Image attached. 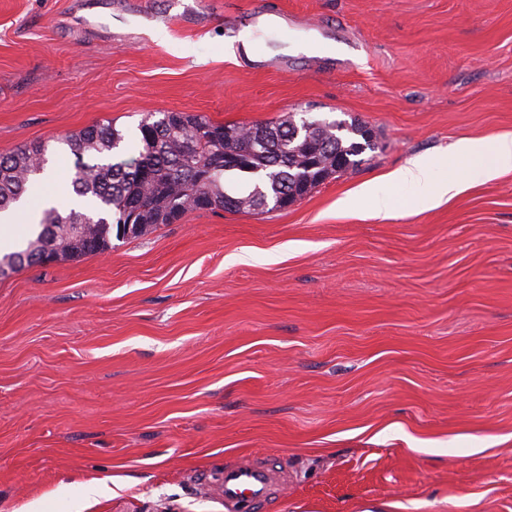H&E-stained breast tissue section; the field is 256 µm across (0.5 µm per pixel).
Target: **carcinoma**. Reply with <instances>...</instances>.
Here are the masks:
<instances>
[{"label":"carcinoma","instance_id":"1","mask_svg":"<svg viewBox=\"0 0 512 512\" xmlns=\"http://www.w3.org/2000/svg\"><path fill=\"white\" fill-rule=\"evenodd\" d=\"M138 151L118 158L124 135L97 124L69 135L75 157L70 179L76 203L41 211L39 231L26 247L3 255L15 272L112 250V238H136L192 211H262L287 188L306 195L360 163L373 130L360 122L310 120L292 114L255 126L216 123L202 114L151 112L138 125ZM48 145L34 143L0 157V213L33 189L46 170ZM244 175L248 188L226 187Z\"/></svg>","mask_w":512,"mask_h":512}]
</instances>
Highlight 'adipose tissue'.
Returning a JSON list of instances; mask_svg holds the SVG:
<instances>
[{
	"label": "adipose tissue",
	"instance_id": "obj_1",
	"mask_svg": "<svg viewBox=\"0 0 512 512\" xmlns=\"http://www.w3.org/2000/svg\"><path fill=\"white\" fill-rule=\"evenodd\" d=\"M456 150L468 161V167L434 180V161L427 156H414L389 172L387 182L405 187L410 195L412 211L434 209L450 202L470 187L494 180L512 171V135H497L489 139H462Z\"/></svg>",
	"mask_w": 512,
	"mask_h": 512
}]
</instances>
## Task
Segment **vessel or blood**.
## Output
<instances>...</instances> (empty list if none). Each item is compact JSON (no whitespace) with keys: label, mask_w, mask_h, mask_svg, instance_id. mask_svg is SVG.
<instances>
[{"label":"vessel or blood","mask_w":512,"mask_h":512,"mask_svg":"<svg viewBox=\"0 0 512 512\" xmlns=\"http://www.w3.org/2000/svg\"><path fill=\"white\" fill-rule=\"evenodd\" d=\"M276 472L272 466L246 462L225 469L209 484V493L225 512H257L270 498Z\"/></svg>","instance_id":"obj_1"}]
</instances>
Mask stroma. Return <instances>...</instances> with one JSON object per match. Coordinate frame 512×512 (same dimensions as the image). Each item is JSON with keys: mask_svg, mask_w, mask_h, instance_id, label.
I'll return each mask as SVG.
<instances>
[{"mask_svg": "<svg viewBox=\"0 0 512 512\" xmlns=\"http://www.w3.org/2000/svg\"><path fill=\"white\" fill-rule=\"evenodd\" d=\"M169 111L377 148L0 277V512H224L201 483L245 458L288 476L263 512H512V172L413 214L384 179L512 133V0H0V156L49 144L59 180L62 138ZM364 183L395 217L337 213Z\"/></svg>", "mask_w": 512, "mask_h": 512, "instance_id": "stroma-1", "label": "stroma"}]
</instances>
